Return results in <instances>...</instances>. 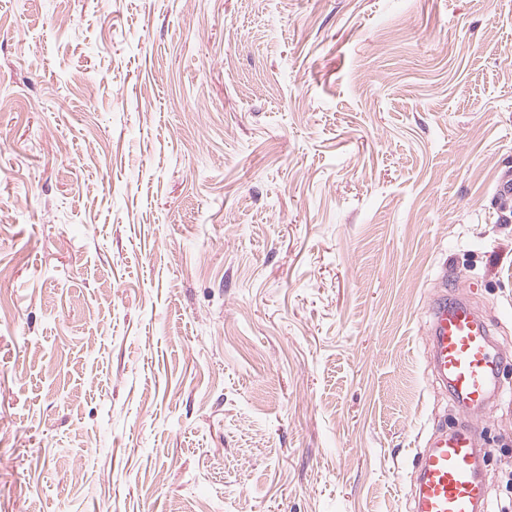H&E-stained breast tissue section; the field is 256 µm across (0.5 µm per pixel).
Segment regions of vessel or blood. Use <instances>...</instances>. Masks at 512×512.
<instances>
[{
  "mask_svg": "<svg viewBox=\"0 0 512 512\" xmlns=\"http://www.w3.org/2000/svg\"><path fill=\"white\" fill-rule=\"evenodd\" d=\"M503 354L484 317L462 299L440 295L430 312L429 361L467 421L433 434L406 488L411 512H491L489 449L479 447L475 416L501 399Z\"/></svg>",
  "mask_w": 512,
  "mask_h": 512,
  "instance_id": "obj_1",
  "label": "vessel or blood"
}]
</instances>
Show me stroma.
Wrapping results in <instances>:
<instances>
[{
  "label": "stroma",
  "mask_w": 512,
  "mask_h": 512,
  "mask_svg": "<svg viewBox=\"0 0 512 512\" xmlns=\"http://www.w3.org/2000/svg\"><path fill=\"white\" fill-rule=\"evenodd\" d=\"M509 171L512 0H0V512H409Z\"/></svg>",
  "instance_id": "35a3bbf8"
}]
</instances>
